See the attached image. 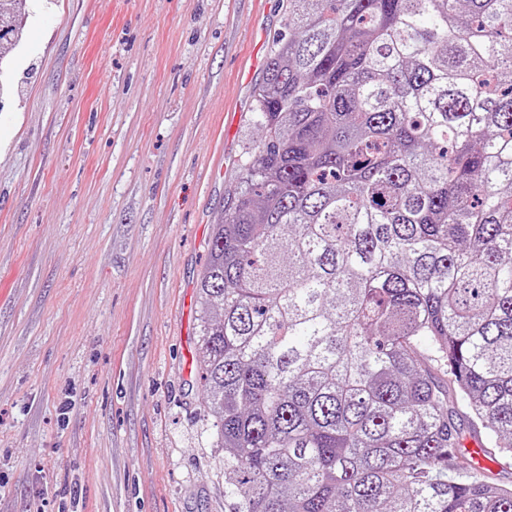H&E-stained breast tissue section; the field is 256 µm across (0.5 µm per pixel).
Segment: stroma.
Wrapping results in <instances>:
<instances>
[{
  "label": "stroma",
  "instance_id": "35a3bbf8",
  "mask_svg": "<svg viewBox=\"0 0 512 512\" xmlns=\"http://www.w3.org/2000/svg\"><path fill=\"white\" fill-rule=\"evenodd\" d=\"M284 0H29L0 45V512H225L199 275Z\"/></svg>",
  "mask_w": 512,
  "mask_h": 512
}]
</instances>
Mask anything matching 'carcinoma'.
<instances>
[{
	"label": "carcinoma",
	"mask_w": 512,
	"mask_h": 512,
	"mask_svg": "<svg viewBox=\"0 0 512 512\" xmlns=\"http://www.w3.org/2000/svg\"><path fill=\"white\" fill-rule=\"evenodd\" d=\"M284 26L198 281L228 512H512L454 471L471 434L512 459V0Z\"/></svg>",
	"instance_id": "obj_1"
}]
</instances>
